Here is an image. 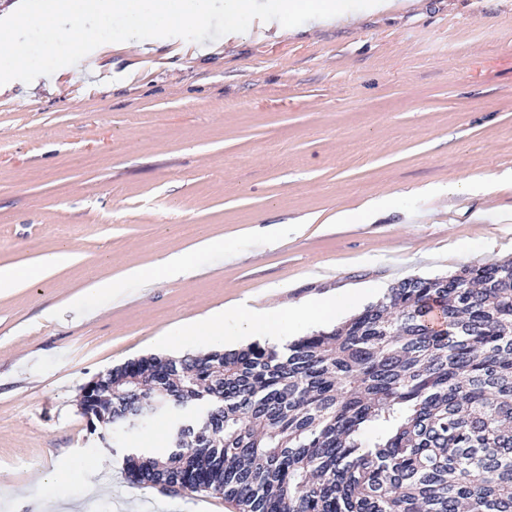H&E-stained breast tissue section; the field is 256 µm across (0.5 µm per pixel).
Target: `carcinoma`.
<instances>
[{
  "label": "carcinoma",
  "mask_w": 512,
  "mask_h": 512,
  "mask_svg": "<svg viewBox=\"0 0 512 512\" xmlns=\"http://www.w3.org/2000/svg\"><path fill=\"white\" fill-rule=\"evenodd\" d=\"M87 404L121 442L175 407L212 404L128 477L209 492L235 512H512V259L403 279L329 332L284 347L142 357Z\"/></svg>",
  "instance_id": "obj_1"
}]
</instances>
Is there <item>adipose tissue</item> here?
Instances as JSON below:
<instances>
[{"instance_id": "1", "label": "adipose tissue", "mask_w": 512, "mask_h": 512, "mask_svg": "<svg viewBox=\"0 0 512 512\" xmlns=\"http://www.w3.org/2000/svg\"><path fill=\"white\" fill-rule=\"evenodd\" d=\"M206 0H150L149 7H141L136 0H98L94 17L104 20L114 15L124 16L129 25L136 29L200 30L207 26L209 13ZM229 8L223 13L220 27L208 40L221 45L224 40L236 36L237 16L254 13L261 17L265 29L278 33L287 31L288 19L295 14L304 15L309 25L330 26L346 23L353 18V5L346 0H282L279 8H269L265 0H228ZM84 0H41L38 15L39 24L47 33L43 45L44 53H51L55 42L71 36L80 29ZM69 257L68 251L61 250L43 255L30 266H8L0 269V288H29L43 280L46 274L60 267ZM191 258L187 253L175 252L167 255L149 267L129 271L119 281H101L88 289L89 294L105 295L112 300L123 298L129 282L144 286L177 279L187 274ZM337 302L334 297L323 296L300 303L289 309H264L252 311L237 308L226 315H213L192 324L188 332L193 336H219L224 332L225 319L234 322V333L238 336H261L270 344H281L282 331L286 323L302 317L322 320L334 319Z\"/></svg>"}]
</instances>
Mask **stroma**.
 <instances>
[{
  "label": "stroma",
  "instance_id": "stroma-1",
  "mask_svg": "<svg viewBox=\"0 0 512 512\" xmlns=\"http://www.w3.org/2000/svg\"><path fill=\"white\" fill-rule=\"evenodd\" d=\"M294 25L196 57L114 20L106 36L129 48L96 76L68 70L67 41L48 60L55 84L13 74L0 96V266L62 248L73 259L0 292V512H235L206 492L127 499L123 450L91 434L81 386L161 355L175 328L232 301L285 309L361 287L371 304L402 279L512 257V0H412L342 27ZM459 181L473 194L427 192ZM388 197L369 223L336 221ZM279 222L292 232L258 243ZM205 238L232 255L195 253ZM182 250L188 277L66 314L90 281ZM94 462L102 494L84 479ZM26 487L41 498L21 501Z\"/></svg>",
  "mask_w": 512,
  "mask_h": 512
}]
</instances>
